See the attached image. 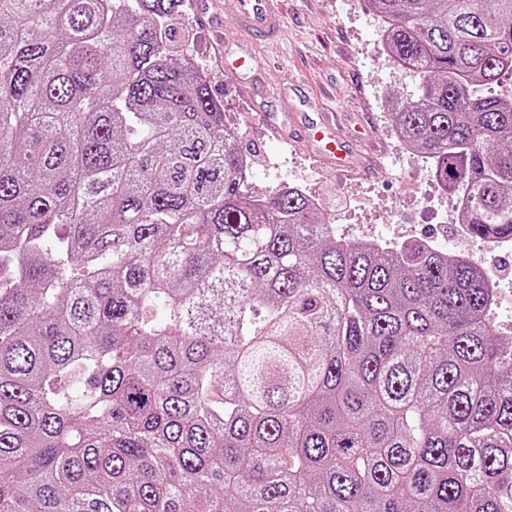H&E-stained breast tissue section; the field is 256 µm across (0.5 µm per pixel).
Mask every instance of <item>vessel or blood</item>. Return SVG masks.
<instances>
[{"mask_svg": "<svg viewBox=\"0 0 512 512\" xmlns=\"http://www.w3.org/2000/svg\"><path fill=\"white\" fill-rule=\"evenodd\" d=\"M283 22V0H237L231 23L238 30L240 40L236 50H225L224 58L243 71L242 90L250 92L254 89L248 44L260 39L276 40ZM303 103L314 108L315 113L297 120L300 139L308 144L316 157L336 165L337 168H346L343 141L336 133L335 123L327 113L316 111L314 99L304 98Z\"/></svg>", "mask_w": 512, "mask_h": 512, "instance_id": "obj_1", "label": "vessel or blood"}]
</instances>
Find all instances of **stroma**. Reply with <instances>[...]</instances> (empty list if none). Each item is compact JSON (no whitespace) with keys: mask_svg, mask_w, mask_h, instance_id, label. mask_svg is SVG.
<instances>
[{"mask_svg":"<svg viewBox=\"0 0 512 512\" xmlns=\"http://www.w3.org/2000/svg\"><path fill=\"white\" fill-rule=\"evenodd\" d=\"M233 8V0H187L175 26L188 55L210 73L226 117L246 132L242 146L253 191L303 183L319 196L337 235L347 239L383 243L416 235L441 248L465 247L467 237L453 220L455 194L438 185L425 160L407 156L394 140L390 114L396 101L414 93L416 81L377 53V22L363 0H286L281 36L253 42L250 49L257 81L268 94L267 111H280L275 93L293 81L304 82L312 93L323 86L335 89L340 130L351 141V169L342 175L296 138L274 136L254 119L239 70L224 62L226 41L236 38ZM288 101L297 103V92L289 90ZM481 257L501 267L505 287L494 312L511 326L512 251L488 242Z\"/></svg>","mask_w":512,"mask_h":512,"instance_id":"stroma-1","label":"stroma"}]
</instances>
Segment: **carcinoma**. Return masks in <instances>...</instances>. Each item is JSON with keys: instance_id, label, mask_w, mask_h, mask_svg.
I'll return each mask as SVG.
<instances>
[{"instance_id": "obj_1", "label": "carcinoma", "mask_w": 512, "mask_h": 512, "mask_svg": "<svg viewBox=\"0 0 512 512\" xmlns=\"http://www.w3.org/2000/svg\"><path fill=\"white\" fill-rule=\"evenodd\" d=\"M186 0H0V512H512V341L429 242L255 193ZM402 141L512 239V0H365Z\"/></svg>"}]
</instances>
